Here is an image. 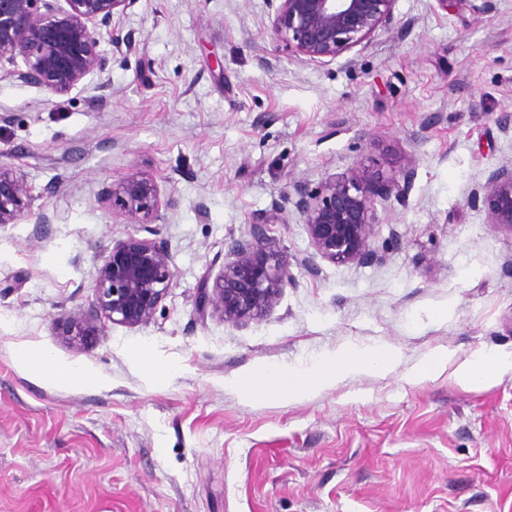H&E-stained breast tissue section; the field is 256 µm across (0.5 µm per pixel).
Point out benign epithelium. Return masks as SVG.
Listing matches in <instances>:
<instances>
[{
  "instance_id": "1",
  "label": "benign epithelium",
  "mask_w": 512,
  "mask_h": 512,
  "mask_svg": "<svg viewBox=\"0 0 512 512\" xmlns=\"http://www.w3.org/2000/svg\"><path fill=\"white\" fill-rule=\"evenodd\" d=\"M138 0H0V79L18 78L55 95H65L101 71V29ZM273 9L271 32L290 55L314 62L334 60L394 23L396 0H267ZM22 59L25 69L17 66ZM409 157L398 173L386 177L364 166L328 178L313 191L292 184L294 206L314 253L301 266L315 273L316 257L333 264L362 263L375 257L369 241L379 224L377 199L402 200L414 175ZM124 213L139 224L162 219L156 180L131 169L112 186ZM32 188L23 172L0 167V226L48 217L33 212ZM488 223L512 233V163L490 170L474 189ZM268 218L251 222L248 237L227 246L217 275L199 281L201 314L212 312L239 326L263 318L291 281L288 256L268 235ZM175 279L167 246L129 235L112 242L98 269L85 310L62 324L61 335L81 343L107 322L136 327L148 322Z\"/></svg>"
}]
</instances>
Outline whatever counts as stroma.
Here are the masks:
<instances>
[{
	"instance_id": "obj_1",
	"label": "stroma",
	"mask_w": 512,
	"mask_h": 512,
	"mask_svg": "<svg viewBox=\"0 0 512 512\" xmlns=\"http://www.w3.org/2000/svg\"><path fill=\"white\" fill-rule=\"evenodd\" d=\"M394 16L319 63L272 39L266 0H138L69 94L0 80V166L50 218L0 227V512H512V371L480 389L410 378L435 349L512 350V233L469 202L512 162L496 124L512 111V0H397ZM128 35L134 50L113 53ZM409 156L405 199L377 204L374 259L300 267L312 246L292 182ZM133 168L169 202L158 224L102 199ZM258 216L294 284L260 320L199 317L200 277ZM129 234L166 243L169 294L145 324L66 343L57 321L87 308ZM378 343L399 353L390 372L300 401L230 385L255 361ZM22 346L103 382L37 378ZM143 352L178 375H152Z\"/></svg>"
}]
</instances>
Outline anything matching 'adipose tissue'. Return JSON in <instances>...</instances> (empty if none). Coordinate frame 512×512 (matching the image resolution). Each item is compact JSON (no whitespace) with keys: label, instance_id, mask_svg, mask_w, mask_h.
I'll list each match as a JSON object with an SVG mask.
<instances>
[{"label":"adipose tissue","instance_id":"ef3b65f1","mask_svg":"<svg viewBox=\"0 0 512 512\" xmlns=\"http://www.w3.org/2000/svg\"><path fill=\"white\" fill-rule=\"evenodd\" d=\"M18 355L23 363L53 382L92 386L101 381L100 376L86 366L58 361L45 349L24 347L19 349ZM398 357L396 350L384 344L346 345L300 363H252L233 385L252 399L272 395L289 402L302 400L344 377L387 373ZM509 370H512V352L491 347L461 362L453 377L461 385L480 388Z\"/></svg>","mask_w":512,"mask_h":512}]
</instances>
